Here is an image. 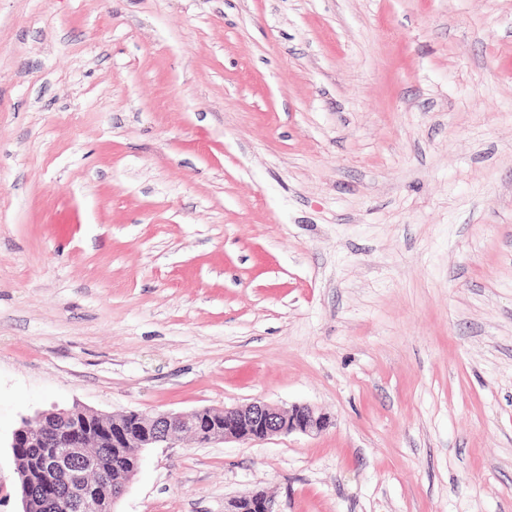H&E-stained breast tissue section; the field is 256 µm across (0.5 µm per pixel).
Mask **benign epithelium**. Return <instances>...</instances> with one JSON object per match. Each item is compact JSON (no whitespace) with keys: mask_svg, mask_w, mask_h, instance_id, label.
Returning a JSON list of instances; mask_svg holds the SVG:
<instances>
[{"mask_svg":"<svg viewBox=\"0 0 512 512\" xmlns=\"http://www.w3.org/2000/svg\"><path fill=\"white\" fill-rule=\"evenodd\" d=\"M88 417L99 424L112 420L105 435L114 448H134L141 452L170 442L179 434L192 436L200 445L228 441H263L294 432L310 434L324 430L330 418L307 404H294L284 409L263 401L224 409L204 408L190 412H162L135 420V434H130L123 419L128 414L107 416L80 407L41 412L25 419L23 427L14 431L10 448L26 441L27 448L51 449L41 464L45 488L56 485L60 475L66 478L64 507L69 512H113L124 488L113 485L112 476L96 467V460L86 451L90 439L75 431L79 421ZM224 512H275L272 498L263 491H251L234 497Z\"/></svg>","mask_w":512,"mask_h":512,"instance_id":"7a95c632","label":"benign epithelium"}]
</instances>
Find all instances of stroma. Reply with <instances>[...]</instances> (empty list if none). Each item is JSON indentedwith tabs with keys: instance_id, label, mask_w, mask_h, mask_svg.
Wrapping results in <instances>:
<instances>
[{
	"instance_id": "stroma-1",
	"label": "stroma",
	"mask_w": 512,
	"mask_h": 512,
	"mask_svg": "<svg viewBox=\"0 0 512 512\" xmlns=\"http://www.w3.org/2000/svg\"><path fill=\"white\" fill-rule=\"evenodd\" d=\"M307 404L116 512H512V0H0V512L22 418ZM224 512H276L272 498L263 491H251L234 497L224 505Z\"/></svg>"
}]
</instances>
